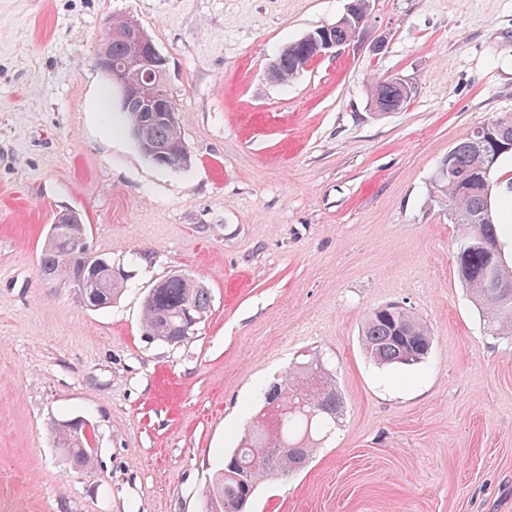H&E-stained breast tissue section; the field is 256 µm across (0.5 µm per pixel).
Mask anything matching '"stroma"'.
<instances>
[{"label":"stroma","mask_w":512,"mask_h":512,"mask_svg":"<svg viewBox=\"0 0 512 512\" xmlns=\"http://www.w3.org/2000/svg\"><path fill=\"white\" fill-rule=\"evenodd\" d=\"M347 3L0 0V512H201L259 387L307 351L342 416L247 512H512V336L459 280L436 188L460 137L512 115V0H371L359 39L267 79ZM116 16L167 61L187 167L139 151L93 62ZM382 76L412 85L401 110L373 109ZM67 210L124 279L107 308L38 275ZM172 274L211 298L175 345L141 325ZM390 302L432 329L418 366L362 350ZM70 420L93 449L80 469L57 445ZM322 27H318L308 32L303 37L290 42L288 45L283 47V49L288 47V52H286L283 56L277 82L286 83L295 78L300 72H302L304 69L301 67V60L313 61L316 59L313 44L311 42L302 40L310 34H313L316 40L322 38V35L317 31V29Z\"/></svg>","instance_id":"1"}]
</instances>
